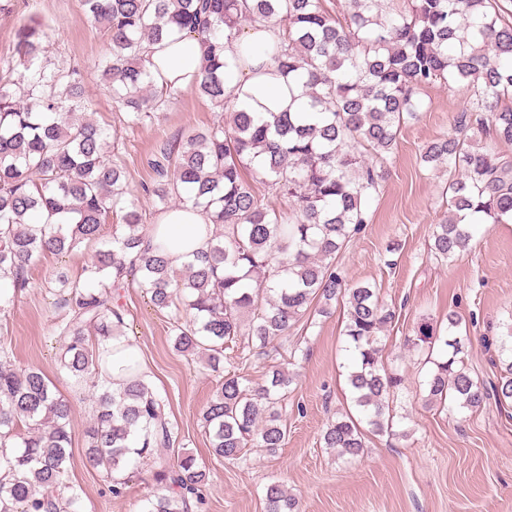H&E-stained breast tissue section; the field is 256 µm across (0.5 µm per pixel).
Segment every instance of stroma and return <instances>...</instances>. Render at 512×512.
<instances>
[{
  "label": "stroma",
  "instance_id": "35a3bbf8",
  "mask_svg": "<svg viewBox=\"0 0 512 512\" xmlns=\"http://www.w3.org/2000/svg\"><path fill=\"white\" fill-rule=\"evenodd\" d=\"M45 32L50 55L88 67L84 96L98 124L115 129L119 161L134 193L152 185L149 167L160 140L217 121L210 103L186 91L152 123L130 125L93 65L105 53L102 30L83 13L80 0H14L0 14V56L10 54L19 24ZM421 117L402 129L385 164L387 175L371 202L369 219L336 258L349 282L376 283L383 300L396 309L385 339L383 361L399 371L404 386L395 403L398 435L367 434L357 458L324 448L321 434L337 413L351 410L346 381L350 353L343 334L342 309L301 319L280 341L278 353L251 356L225 350L227 370H240L247 383H263L269 366L295 355L297 379L283 420L284 446L276 455L252 449L246 462L232 466L217 460L200 427L202 408L216 388L215 377L193 357L176 353L169 318L138 288L122 289L127 311L126 336L154 388L168 400L180 441L161 450L176 463L190 450L210 471L205 512H262L266 484L277 480L297 494L300 512H512V407L488 400L479 410L447 413L426 403L427 369L406 342L421 323L444 322L456 314L461 334L470 336L467 363L473 375L495 382L492 340L497 325L512 315V223L479 225L471 248L452 263L429 251L434 224L448 213L442 198V174L419 165V153L431 140L451 132L452 116L469 99L466 84L429 85L419 93ZM91 255L83 249L61 257L48 254L31 267L28 288L19 294L0 337L19 367L36 366L74 406L73 464L70 486L83 499L84 512H136L146 498L160 494L152 460H144L123 497H113L101 473L85 462L84 429L91 411L87 392L58 371L59 343L54 323L65 311L47 284L49 272L66 265L80 273Z\"/></svg>",
  "mask_w": 512,
  "mask_h": 512
}]
</instances>
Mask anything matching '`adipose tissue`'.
<instances>
[{"label":"adipose tissue","mask_w":512,"mask_h":512,"mask_svg":"<svg viewBox=\"0 0 512 512\" xmlns=\"http://www.w3.org/2000/svg\"><path fill=\"white\" fill-rule=\"evenodd\" d=\"M280 42L278 29L255 23L239 36L225 39L224 57L232 67L226 83L238 100L252 112H284L292 102L296 81L282 74L271 60ZM149 68L157 86L189 89L195 82L201 61L196 38L174 34L147 46ZM213 224L204 211L190 206L161 213L156 218L153 244L164 245L172 267H181L187 253L209 247Z\"/></svg>","instance_id":"ef3b65f1"}]
</instances>
